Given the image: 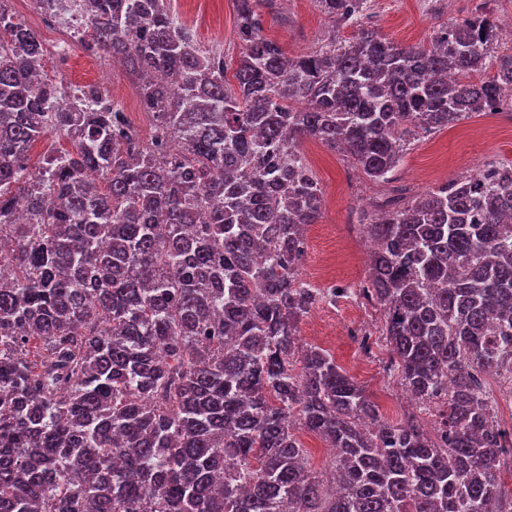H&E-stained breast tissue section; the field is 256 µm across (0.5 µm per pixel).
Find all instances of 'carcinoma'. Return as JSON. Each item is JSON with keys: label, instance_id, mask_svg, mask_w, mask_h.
Wrapping results in <instances>:
<instances>
[{"label": "carcinoma", "instance_id": "obj_1", "mask_svg": "<svg viewBox=\"0 0 512 512\" xmlns=\"http://www.w3.org/2000/svg\"><path fill=\"white\" fill-rule=\"evenodd\" d=\"M354 29L290 56L232 0L233 73L171 0H74L90 53L120 57L153 118L139 140L100 89L68 101L41 35L0 0V512H512L482 375L512 373V165L363 213V296L425 408L376 404L300 323L351 289L300 276L323 192L312 140L390 183L411 140L512 97L478 7L430 46L315 0ZM49 137L69 142L30 165ZM336 449L333 487L299 431Z\"/></svg>", "mask_w": 512, "mask_h": 512}]
</instances>
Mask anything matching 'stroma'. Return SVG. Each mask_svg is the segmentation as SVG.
Returning a JSON list of instances; mask_svg holds the SVG:
<instances>
[{
	"label": "stroma",
	"mask_w": 512,
	"mask_h": 512,
	"mask_svg": "<svg viewBox=\"0 0 512 512\" xmlns=\"http://www.w3.org/2000/svg\"><path fill=\"white\" fill-rule=\"evenodd\" d=\"M171 5L193 27L201 45L223 46L230 59L239 56L232 0H171ZM478 6L491 11L499 29L512 28V0H369L368 13L381 35L405 46H426L437 30L466 18ZM264 27L267 35L291 55L319 49L326 42L328 29H335L340 41L353 34L346 27L333 28L315 0H283L281 17H265ZM105 71L110 74L115 100L130 112L132 121L150 124L134 78L126 68L113 67L108 56L76 52L64 81L73 88L94 84ZM302 149L323 190L325 205L319 223L306 229L300 273L318 288L363 281L368 240L363 232L349 234L344 227L355 223L360 209L389 193L391 186L371 181L340 152L312 141L304 142ZM491 162H512V107L508 105L412 140L396 173L395 185L413 196ZM355 323L373 333L371 348L342 336L343 327ZM380 325V311L340 298L314 308L301 324L300 336L303 342L330 351L337 363L366 388L384 420L395 423L414 413L426 428H434L438 420L435 409L420 410L408 404L404 388L390 373V354L376 336Z\"/></svg>",
	"instance_id": "1"
}]
</instances>
